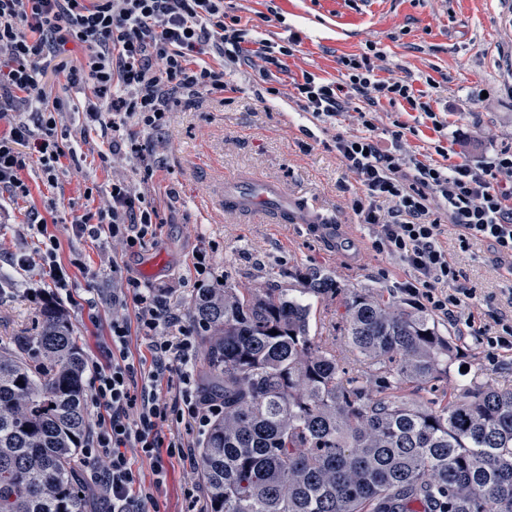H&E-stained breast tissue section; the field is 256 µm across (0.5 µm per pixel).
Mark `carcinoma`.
I'll list each match as a JSON object with an SVG mask.
<instances>
[{
  "mask_svg": "<svg viewBox=\"0 0 512 512\" xmlns=\"http://www.w3.org/2000/svg\"><path fill=\"white\" fill-rule=\"evenodd\" d=\"M327 274L198 288L189 314L224 413L198 450L207 512H512V387L471 381L440 404L452 342L417 309L351 291L353 366L311 335ZM0 348V512H84L86 358L67 312Z\"/></svg>",
  "mask_w": 512,
  "mask_h": 512,
  "instance_id": "cac0c4a2",
  "label": "carcinoma"
}]
</instances>
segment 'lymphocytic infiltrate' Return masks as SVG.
Wrapping results in <instances>:
<instances>
[{
    "mask_svg": "<svg viewBox=\"0 0 512 512\" xmlns=\"http://www.w3.org/2000/svg\"><path fill=\"white\" fill-rule=\"evenodd\" d=\"M299 41L295 32L281 43L249 35L238 17L225 11L224 0H0V121L9 126L0 135V199L28 194L20 173L34 158L48 182L58 180L67 145L58 136L60 104L48 100L41 83L49 66L68 70L71 83L94 86L97 100L87 118L101 132L114 134L108 152L99 155L109 168L142 153L135 140L121 138V130L163 129L175 95L230 91L224 79L229 68L254 66L263 80H273ZM71 43L86 51L81 67L67 63ZM341 63L346 83L306 72L294 84L295 95L313 117L346 114L358 126L357 134L337 138L336 152L359 185L352 211L360 223L377 228L375 251L406 263L414 272L405 283L409 293L465 326L467 335L485 340L489 359L511 353L512 312L493 313V328L483 325L470 306L474 291L460 286V272L440 235L442 222H449L460 249L486 242L512 273V152L473 167L448 163V149L438 142L435 158L420 160L401 152L398 130L391 133L393 145L381 147L373 136V105L403 101L427 119L436 113L411 82L379 77L369 55ZM359 98L367 107L356 106ZM30 107L37 110L33 124L19 117ZM381 201L393 203L390 217L380 214ZM155 215L146 196L118 176L103 203L85 211L71 229L79 237L105 232L128 248H140ZM130 302L138 308L133 323L123 313ZM134 333L148 339L150 360L132 356ZM195 352V330L171 312L165 292L136 278L121 281L112 293L109 340L89 380L90 402L99 415L85 451L87 463L107 461L98 480L112 497V512L158 508L154 491L163 483V456L188 455L187 443L166 436L163 425L184 422L202 436L220 414V404L198 394L190 368ZM173 371L183 388L170 404L155 387ZM130 448L152 460V485L144 484L127 456Z\"/></svg>",
    "mask_w": 512,
    "mask_h": 512,
    "instance_id": "lymphocytic-infiltrate-1",
    "label": "lymphocytic infiltrate"
}]
</instances>
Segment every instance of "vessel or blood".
<instances>
[{
    "label": "vessel or blood",
    "instance_id": "1",
    "mask_svg": "<svg viewBox=\"0 0 512 512\" xmlns=\"http://www.w3.org/2000/svg\"><path fill=\"white\" fill-rule=\"evenodd\" d=\"M222 205L228 212L246 209L269 215L278 224H301L305 221L303 212L290 208L284 188L257 180L226 182Z\"/></svg>",
    "mask_w": 512,
    "mask_h": 512
}]
</instances>
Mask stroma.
Wrapping results in <instances>:
<instances>
[{"label":"stroma","mask_w":512,"mask_h":512,"mask_svg":"<svg viewBox=\"0 0 512 512\" xmlns=\"http://www.w3.org/2000/svg\"><path fill=\"white\" fill-rule=\"evenodd\" d=\"M275 4L279 13L270 15ZM240 25L263 37L279 40L286 30L301 42L284 57L278 95H270L246 66L230 75L231 94L187 97L170 101L163 130L134 128L154 170L143 180L141 168H127L126 177L151 197L157 211L156 233L142 249L130 251L117 240L73 236L76 216L101 201L112 182L102 167L101 152L109 137L85 126V112L96 97L88 85L70 86L67 72H50L45 91L62 107L60 131L73 133V151L62 160L56 184H49L39 163L21 173L30 193L0 202V259L24 257V266L8 270L10 285L0 292V342L36 331L43 306L33 291L55 296L66 306L80 336L87 362L100 358L112 318V273L116 261L122 275L147 278L165 289L174 313L187 317L197 285L239 288L267 283L297 288L315 270L332 276L342 289L383 294L401 306L414 302L402 287L406 265L371 248L374 228L359 223L349 201L357 183L334 148L339 135L357 128L349 117L320 121L303 112L294 98L293 83L309 71L341 82L342 58L375 43L380 52L373 64L382 78L412 81L425 91L437 114L428 120L399 104H381L374 135L389 144L395 123L405 126L401 150L419 159L433 157V143L445 137L450 162L478 165L512 149V20L505 0H228ZM441 131H434V122ZM313 128L308 138L305 128ZM259 178L287 189L297 206L308 208L312 222L332 225L329 236L309 233L304 225L277 226L247 212L204 211L199 201L222 196L228 178ZM93 196H86L87 187ZM46 217L49 233L59 241L57 256L67 266L71 294L94 298L96 310L69 305L42 262V236L29 225L31 211ZM442 245L461 272L459 284L476 291L479 312L490 314L512 293V277L499 270L484 243L460 250L452 227H445ZM206 254L198 266V254ZM163 264L152 276L143 266L153 258ZM78 258L82 267L71 266ZM434 321L456 348L449 381L439 396L450 399L456 386L475 379L512 386V357L490 362L482 345L458 336L442 316ZM167 479L160 491L161 512H206V496L198 463L167 460Z\"/></svg>","instance_id":"stroma-1"}]
</instances>
